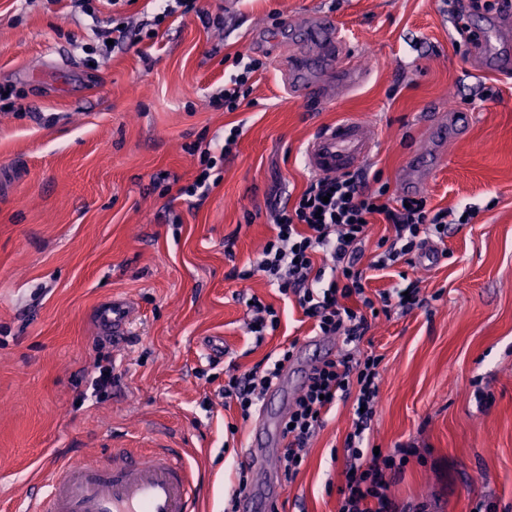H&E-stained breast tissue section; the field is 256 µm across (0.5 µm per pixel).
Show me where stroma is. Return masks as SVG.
Segmentation results:
<instances>
[{"mask_svg": "<svg viewBox=\"0 0 512 512\" xmlns=\"http://www.w3.org/2000/svg\"><path fill=\"white\" fill-rule=\"evenodd\" d=\"M197 6L223 15V27L177 11L154 37L90 59L82 47L95 44L97 21L135 31L162 13V0H102L93 18L72 0H0V85L24 106L0 112V512H15L56 457L106 453L116 436L130 448L184 449L206 476L202 512H224L249 442L248 424L219 393L225 365L246 370L296 342L280 382L291 400L318 351L342 346L310 337L301 311L263 276H230L260 256L274 205L307 187L308 140L339 119L371 125L373 168L392 192L415 179L421 152L436 162L420 188L429 206L477 211L449 231L446 257L410 270L425 305L379 318L367 334L384 357L369 444L417 447L389 494L438 500L433 512H474L483 501L512 512V77L475 70L445 0ZM320 15L361 56L367 77L353 89L320 63L321 47L289 67ZM273 33L277 54L264 46ZM239 54L263 66L227 112L212 98ZM294 79L316 87L317 99L293 98ZM487 87L496 98H483ZM453 111L472 114L466 133L429 134L428 122ZM234 126L237 148L206 199L169 189L201 170L188 145L220 142ZM115 293L135 307L120 352L93 325L96 306ZM253 295L281 317L259 344L245 333ZM105 369L113 386L93 394ZM199 369L207 377L196 378ZM229 422L239 431L228 451ZM351 423L350 402H338L296 479L282 484L276 512H336Z\"/></svg>", "mask_w": 512, "mask_h": 512, "instance_id": "stroma-1", "label": "stroma"}]
</instances>
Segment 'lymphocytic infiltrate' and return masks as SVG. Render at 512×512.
<instances>
[{
    "label": "lymphocytic infiltrate",
    "instance_id": "lymphocytic-infiltrate-1",
    "mask_svg": "<svg viewBox=\"0 0 512 512\" xmlns=\"http://www.w3.org/2000/svg\"><path fill=\"white\" fill-rule=\"evenodd\" d=\"M234 65L236 74L213 99L215 106L228 112L237 110L248 96L250 81L261 67L259 60L240 55ZM238 136V128H231L217 149L201 150L202 170L192 184L179 188V195L206 197L218 159L232 153ZM473 217L469 207L454 217L449 210L429 208L425 196L393 195L380 177L371 178L362 171L317 177L292 207L275 208L273 234L260 260L232 269V277L246 281L263 274L311 321L316 335L343 343L336 356L324 358L311 368L288 409L279 456L283 482L296 478L326 415L337 401L349 398L353 401L352 430L345 439L349 459L345 481L338 489L337 512H428L427 503L401 508L387 494L391 477L400 474L413 456L412 445L378 455L365 454L361 448L379 402L382 358L362 352L360 345L379 315L422 306L420 289L412 281L406 288H392L372 298L366 285L371 273L388 270L399 262L414 265L430 241L447 238L450 221L468 224ZM378 220L386 224L388 233L377 240L378 253L367 261L362 245ZM294 354V347H285L272 366L259 364L244 372L229 365L221 390L225 404L235 405L242 420H249L264 392Z\"/></svg>",
    "mask_w": 512,
    "mask_h": 512
}]
</instances>
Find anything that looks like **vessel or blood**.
<instances>
[{"label":"vessel or blood","instance_id":"obj_1","mask_svg":"<svg viewBox=\"0 0 512 512\" xmlns=\"http://www.w3.org/2000/svg\"><path fill=\"white\" fill-rule=\"evenodd\" d=\"M303 43L329 48V61L356 73L360 66L350 43L328 17L307 27ZM375 139L369 125L342 119L320 128L305 148L311 172L340 175L356 171L369 162ZM133 314L132 303L111 297L96 308L100 330L124 335ZM279 389L263 398L258 422L251 429L249 456L264 463L270 438L281 435V419L272 408ZM199 492L192 469L182 451L165 446L134 452L117 448L91 461L64 462L40 481L28 496L25 512H198Z\"/></svg>","mask_w":512,"mask_h":512}]
</instances>
